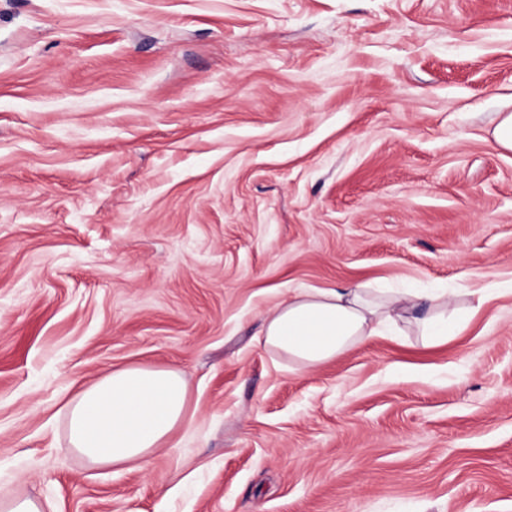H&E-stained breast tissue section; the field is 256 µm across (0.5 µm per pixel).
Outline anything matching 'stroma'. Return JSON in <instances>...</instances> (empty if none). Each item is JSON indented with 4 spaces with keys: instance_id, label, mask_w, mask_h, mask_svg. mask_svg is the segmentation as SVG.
I'll return each mask as SVG.
<instances>
[{
    "instance_id": "obj_1",
    "label": "stroma",
    "mask_w": 512,
    "mask_h": 512,
    "mask_svg": "<svg viewBox=\"0 0 512 512\" xmlns=\"http://www.w3.org/2000/svg\"><path fill=\"white\" fill-rule=\"evenodd\" d=\"M503 112L512 0H0V501L512 512ZM364 283L468 325L265 347L289 292ZM132 364L181 371L187 419L89 465L61 409Z\"/></svg>"
}]
</instances>
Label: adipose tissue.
Masks as SVG:
<instances>
[{"label":"adipose tissue","mask_w":512,"mask_h":512,"mask_svg":"<svg viewBox=\"0 0 512 512\" xmlns=\"http://www.w3.org/2000/svg\"><path fill=\"white\" fill-rule=\"evenodd\" d=\"M466 324V318L449 315L441 294L359 285L313 288L290 295L266 317L264 342L309 369L404 325L430 346L447 342ZM189 403L177 370L131 365L112 371L68 402L70 449L96 466L144 467L185 423Z\"/></svg>","instance_id":"obj_1"}]
</instances>
